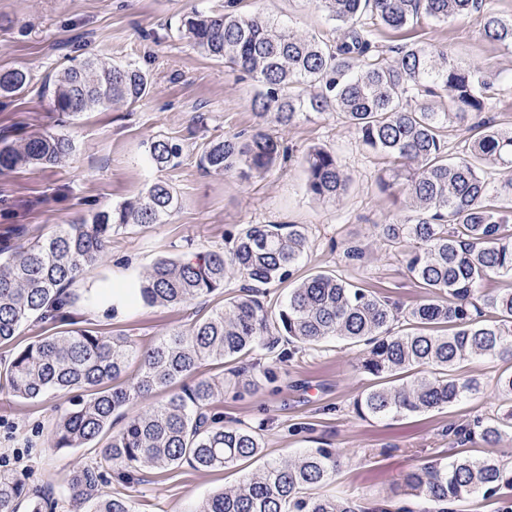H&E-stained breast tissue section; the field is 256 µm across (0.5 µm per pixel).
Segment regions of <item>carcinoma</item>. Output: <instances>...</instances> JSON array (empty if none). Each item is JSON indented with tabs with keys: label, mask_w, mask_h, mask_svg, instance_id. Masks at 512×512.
I'll return each mask as SVG.
<instances>
[{
	"label": "carcinoma",
	"mask_w": 512,
	"mask_h": 512,
	"mask_svg": "<svg viewBox=\"0 0 512 512\" xmlns=\"http://www.w3.org/2000/svg\"><path fill=\"white\" fill-rule=\"evenodd\" d=\"M336 23L328 44L287 31L259 14L197 12L178 31L209 58L250 74L260 90L252 100L259 122L242 139L210 141L199 163L216 172L248 179L268 171L283 155L270 125L292 126L313 114L336 112L369 150L393 159L379 176L384 191L403 198L409 214L379 225L380 236L400 249L405 268L426 299L410 307L377 295L329 272L298 280L278 308L269 309L258 286L293 280L308 240L298 224H246L224 249L194 259L165 257L135 288L148 306L179 305L224 288L234 272L252 283L245 293L198 318L189 330L143 347L126 336H103L79 325L70 292L85 269L103 259L112 232L130 224H159L177 206L170 185L152 183L145 193L89 224L60 226L51 236L17 248H0V344L17 336L31 317L68 326L15 352L0 368V391L24 400L48 392L82 389L89 400H73L52 429L54 450L85 448L112 423L121 407L158 390L169 395L130 419L102 448L101 457L129 483L141 469L188 464L197 470L235 466L262 458L259 433L240 423H224L211 411L218 388L200 371L207 361L231 365L237 392L277 378L272 366L256 369L245 360L257 351L282 363L292 355L281 342L315 346L329 336L367 345L360 369L374 383L354 401L361 416L426 413L448 407L480 391L481 382L458 374L473 356H512V288L475 291L491 276L512 279V180L498 188L488 168H512V129L482 124L457 157H448L443 130L484 111L495 99L498 81L477 63L460 65L434 45L373 49L370 27L401 30L421 16L446 22L469 15L479 0H321ZM485 36L512 46V18L484 15ZM30 77L22 69H0V97L22 92ZM151 79L134 64H107L94 57L70 60L54 79L57 111L78 115L115 103H135L148 94ZM448 97L447 112H436L426 97ZM73 151L64 135L33 133L0 142V171L62 162ZM158 168L179 165L182 147L157 138L148 146ZM306 189L334 201L350 178L333 151L311 147L303 159ZM347 262L368 259L359 240L342 242ZM139 373L127 386L114 382L131 361ZM506 403L489 420L457 433L464 439L498 443L512 429V370L497 380ZM335 453L309 450L295 458L270 459L240 482L210 494L198 512H364L356 502L315 490L336 471ZM96 462L74 470L66 482L71 506L87 512H134L128 498L100 492ZM405 491L427 504L421 512H448V505L476 493L493 496L512 489V469L492 456H458L410 470ZM55 512L56 498L20 478L0 475V512Z\"/></svg>",
	"instance_id": "cac0c4a2"
}]
</instances>
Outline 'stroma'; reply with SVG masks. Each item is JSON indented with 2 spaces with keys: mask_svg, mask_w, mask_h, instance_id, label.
<instances>
[{
  "mask_svg": "<svg viewBox=\"0 0 512 512\" xmlns=\"http://www.w3.org/2000/svg\"><path fill=\"white\" fill-rule=\"evenodd\" d=\"M225 0H0V69L18 68L30 76L19 95L0 98V138L15 140L33 132L69 137L74 150L63 164L0 172V245L18 247L50 236L63 224H76L141 196L155 181H166L178 197L163 223L130 225L112 234L102 262L89 266L74 293L86 327L107 336H127L147 346L239 293L244 282L227 276L224 288L184 306L135 305L126 315L101 311L96 298L114 276L138 282L163 256L205 252L227 246L247 224H299L308 248L297 273L326 270L375 289L403 306L424 293L408 275L401 255L378 235L377 227L399 216L381 191L379 175L388 157L366 149L341 116H312L275 128L284 159L266 173L243 180L216 174L199 164L209 140L249 131L254 81L229 64L201 54L178 31L181 18L195 11L220 12ZM238 9L274 20L296 33L331 41L335 25L320 0H238ZM512 17V0H482L479 11L442 24L428 18L398 31L379 30L372 40L383 48L423 40L447 50L461 63H480L500 79L492 107L445 130L449 156H457L471 124L486 120L512 126V47L486 39L485 12ZM83 54L107 62L132 63L152 78L148 95L135 104L119 103L63 120L55 112L52 79L68 57ZM160 137L183 147L179 166L158 169L148 160V143ZM323 145L333 151L350 177L347 194L323 201L306 190L303 155ZM355 238L368 245L369 260L345 262L340 244ZM361 348L329 338L296 351L278 371L275 383L252 394L225 389L214 405L225 421L258 428L267 458L330 448L340 466L322 492L367 504L370 512H400L408 499L404 475L414 465L457 454L493 455L512 462V435L497 445L465 444L453 432L478 417L500 413L497 379L512 360L477 358L461 374L480 379V392L448 408L399 418L359 417L353 403L370 386L359 369ZM70 401L65 394L22 400L0 392V474L24 479L31 488H53L57 512H69L64 485L76 468L93 461L96 448L51 450L55 419ZM243 468L199 471L190 466L143 469L134 485L105 470L104 493L131 498L135 512H197L219 488L236 485Z\"/></svg>",
  "mask_w": 512,
  "mask_h": 512,
  "instance_id": "obj_1",
  "label": "stroma"
}]
</instances>
